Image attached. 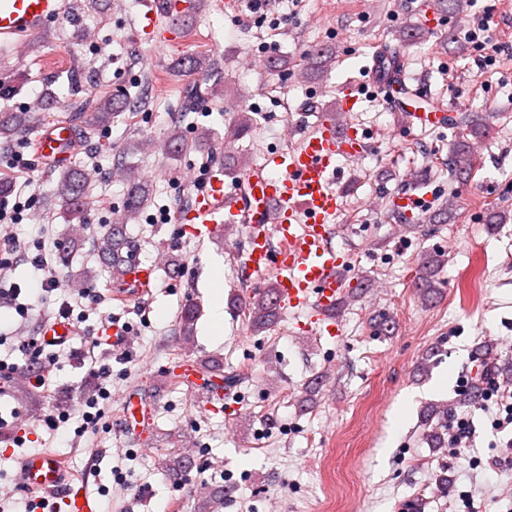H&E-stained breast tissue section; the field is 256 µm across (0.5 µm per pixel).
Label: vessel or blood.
Returning <instances> with one entry per match:
<instances>
[{
	"mask_svg": "<svg viewBox=\"0 0 512 512\" xmlns=\"http://www.w3.org/2000/svg\"><path fill=\"white\" fill-rule=\"evenodd\" d=\"M143 5L148 21L144 32L153 44L163 46L177 41L171 21L191 13L195 0H144ZM63 10L64 0H0V46L14 45L44 29ZM367 75L366 85L388 100L404 79L401 72H387L377 62ZM407 116L414 128L442 127L447 121L442 108L413 109ZM73 138V128L58 123L40 130L33 148L37 156L60 166L71 159ZM368 144L366 132L351 126L341 129L332 120L318 118L294 148L271 150L261 164L232 183L216 175L206 181L184 215L188 230L197 237H211L223 225H245L243 255L248 274L273 277L282 308H308L313 324L330 321L345 292L344 272L350 265L349 253L332 244L331 220L342 209L336 189L338 163L362 156ZM428 196L423 187L407 190L395 197V209L402 217H412ZM152 273V268L137 264L127 268L125 279L134 285L135 295L150 288ZM74 333L70 321L57 319L42 326L39 342L53 347ZM19 467L22 491L61 501L68 512H97L95 502L69 479L59 457L32 453L20 460Z\"/></svg>",
	"mask_w": 512,
	"mask_h": 512,
	"instance_id": "1",
	"label": "vessel or blood"
}]
</instances>
